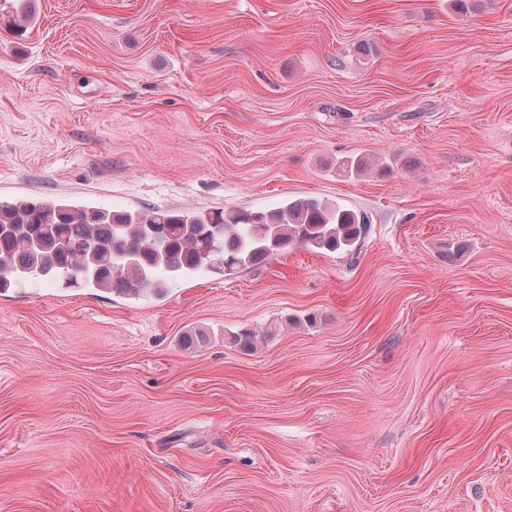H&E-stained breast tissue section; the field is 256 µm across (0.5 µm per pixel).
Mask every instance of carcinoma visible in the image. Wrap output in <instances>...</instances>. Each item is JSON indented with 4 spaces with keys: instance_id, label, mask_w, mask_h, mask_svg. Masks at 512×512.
Here are the masks:
<instances>
[{
    "instance_id": "1",
    "label": "carcinoma",
    "mask_w": 512,
    "mask_h": 512,
    "mask_svg": "<svg viewBox=\"0 0 512 512\" xmlns=\"http://www.w3.org/2000/svg\"><path fill=\"white\" fill-rule=\"evenodd\" d=\"M367 216L317 197L270 212H115L54 200L0 201V291L29 276H54L124 295H159L167 276L207 267L224 274L291 245L350 251Z\"/></svg>"
}]
</instances>
